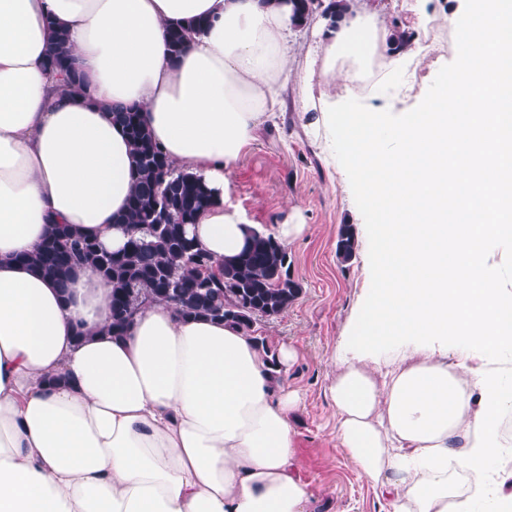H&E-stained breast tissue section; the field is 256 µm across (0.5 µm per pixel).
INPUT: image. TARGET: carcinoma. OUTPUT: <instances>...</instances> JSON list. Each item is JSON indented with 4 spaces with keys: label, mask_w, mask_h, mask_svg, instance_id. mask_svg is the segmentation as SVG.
Here are the masks:
<instances>
[{
    "label": "carcinoma",
    "mask_w": 512,
    "mask_h": 512,
    "mask_svg": "<svg viewBox=\"0 0 512 512\" xmlns=\"http://www.w3.org/2000/svg\"><path fill=\"white\" fill-rule=\"evenodd\" d=\"M291 20L302 24L323 9L331 21L341 19L350 0H288ZM198 19L170 29L172 55L179 56L192 31L204 30ZM55 53L49 63L62 92L72 89L89 95L88 85L71 55L67 30L51 26ZM112 120L126 134L132 150L134 188L120 223L130 228L126 245L107 251L98 242L57 227L33 255L19 260L53 280L61 290L77 268L101 278L110 288L114 336H123L137 314L157 299L175 305L192 319H206L241 327L266 346V337L256 335L258 315L274 317L288 309L302 292L289 274L288 251L263 234L255 237L254 249L236 254L216 266L212 258L183 231L196 223L199 213L216 197L196 175L172 167L152 140L141 112L131 107L112 109ZM358 242L352 225L339 227L337 255L351 261Z\"/></svg>",
    "instance_id": "1"
}]
</instances>
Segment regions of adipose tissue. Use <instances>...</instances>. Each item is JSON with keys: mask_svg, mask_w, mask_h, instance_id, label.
<instances>
[{"mask_svg": "<svg viewBox=\"0 0 512 512\" xmlns=\"http://www.w3.org/2000/svg\"><path fill=\"white\" fill-rule=\"evenodd\" d=\"M205 18L172 56L168 29ZM64 27L89 86L46 71ZM287 0H0V512H313L291 415L297 353L149 304L112 335L110 290L67 291L19 262L53 225L122 248L133 189L115 107H136L176 168L217 197L189 228L214 261L240 252L228 176L288 89ZM457 58L396 113L418 37L394 50L373 0L323 31L318 110L377 212L373 288L330 364L333 435L386 512L512 505V0L451 16ZM365 43L356 67L336 57ZM375 80L368 95L337 85Z\"/></svg>", "mask_w": 512, "mask_h": 512, "instance_id": "1", "label": "adipose tissue"}]
</instances>
